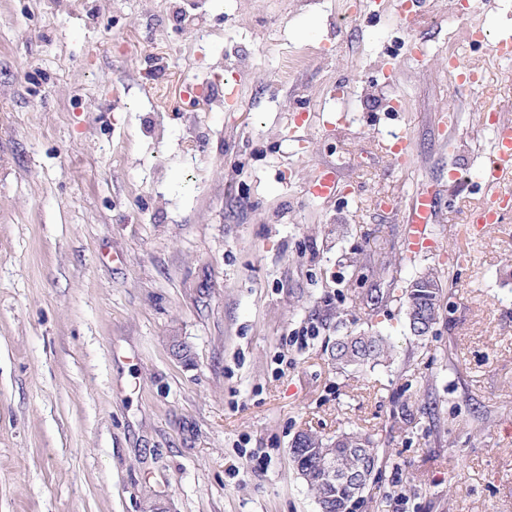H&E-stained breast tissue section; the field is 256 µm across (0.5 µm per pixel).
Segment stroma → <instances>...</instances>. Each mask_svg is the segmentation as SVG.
I'll return each mask as SVG.
<instances>
[{
	"instance_id": "stroma-1",
	"label": "stroma",
	"mask_w": 512,
	"mask_h": 512,
	"mask_svg": "<svg viewBox=\"0 0 512 512\" xmlns=\"http://www.w3.org/2000/svg\"><path fill=\"white\" fill-rule=\"evenodd\" d=\"M398 2L0 0V512H319L292 441L352 426L381 458L356 512H512V215L466 231L494 142L448 77L498 71L467 31L512 34V0ZM364 331L392 359L337 372ZM433 199L423 192L416 193L410 202L407 217L405 249L409 255L415 254L428 239L432 224ZM416 279H424L429 288H411ZM416 279L411 281L405 289L404 302L406 309L410 304L417 305L420 308L422 307V309L432 315V319L434 323H436L440 309V306L438 307V301L441 300L444 292V289L440 288L442 287V281L433 273L423 274ZM395 350L391 337L378 333L363 332L336 336L331 348V358L336 369L347 366L374 368L392 357Z\"/></svg>"
}]
</instances>
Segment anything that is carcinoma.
Wrapping results in <instances>:
<instances>
[{
	"instance_id": "obj_1",
	"label": "carcinoma",
	"mask_w": 512,
	"mask_h": 512,
	"mask_svg": "<svg viewBox=\"0 0 512 512\" xmlns=\"http://www.w3.org/2000/svg\"><path fill=\"white\" fill-rule=\"evenodd\" d=\"M428 287L405 289V305L414 304L437 319L439 314L438 301L441 300L444 289L439 277L432 273L421 275ZM395 350L391 337L378 333L363 332L359 334H346L336 337V342L331 348V358L336 363V368L341 369L347 366L358 368H373L382 362L390 359ZM308 456L300 458L302 452L297 447L291 448L293 462L306 481L315 497L319 498L328 492L319 483L320 472L317 471V463L320 459L334 458L341 465L356 471L360 464H366L367 474L374 473L378 461V446L373 435L358 429L343 432L336 437L324 440L312 433L303 434ZM330 499L326 500V507L334 509L341 505L350 510L361 502V499L350 494L349 489L338 487L329 491Z\"/></svg>"
}]
</instances>
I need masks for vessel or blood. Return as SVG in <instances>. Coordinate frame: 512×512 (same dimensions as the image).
Instances as JSON below:
<instances>
[{"label": "vessel or blood", "instance_id": "1", "mask_svg": "<svg viewBox=\"0 0 512 512\" xmlns=\"http://www.w3.org/2000/svg\"><path fill=\"white\" fill-rule=\"evenodd\" d=\"M495 152L482 172L484 200L470 220L471 234H481L485 225L501 223L504 213L512 208V199L500 196L497 187L512 179V124L502 123L494 129ZM434 202L425 193H417L410 202L407 217L405 249L413 254L420 250L430 233Z\"/></svg>", "mask_w": 512, "mask_h": 512}]
</instances>
